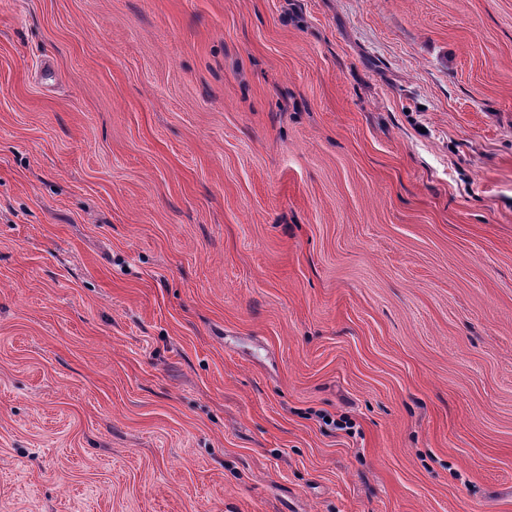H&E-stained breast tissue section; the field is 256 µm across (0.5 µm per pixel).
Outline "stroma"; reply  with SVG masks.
Masks as SVG:
<instances>
[{
	"label": "stroma",
	"instance_id": "stroma-1",
	"mask_svg": "<svg viewBox=\"0 0 512 512\" xmlns=\"http://www.w3.org/2000/svg\"><path fill=\"white\" fill-rule=\"evenodd\" d=\"M0 512H512V0H0Z\"/></svg>",
	"mask_w": 512,
	"mask_h": 512
}]
</instances>
